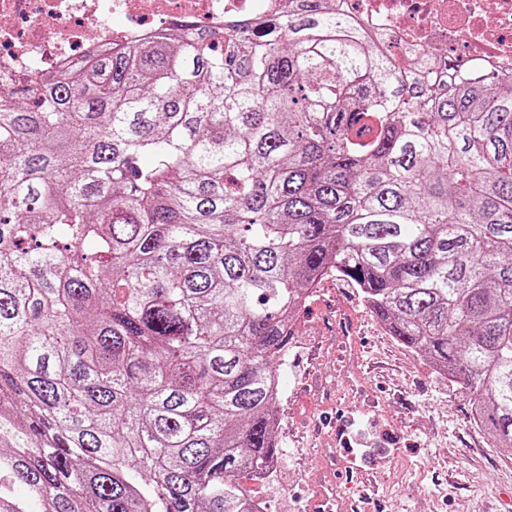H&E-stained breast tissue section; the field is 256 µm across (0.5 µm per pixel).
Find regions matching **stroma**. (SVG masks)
<instances>
[{
	"mask_svg": "<svg viewBox=\"0 0 512 512\" xmlns=\"http://www.w3.org/2000/svg\"><path fill=\"white\" fill-rule=\"evenodd\" d=\"M280 369L278 483L245 481L266 512H498L512 487L460 390L394 339L356 289L324 280L297 315ZM370 453L362 480L337 481L350 456Z\"/></svg>",
	"mask_w": 512,
	"mask_h": 512,
	"instance_id": "1",
	"label": "stroma"
}]
</instances>
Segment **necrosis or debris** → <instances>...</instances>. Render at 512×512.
I'll list each match as a JSON object with an SVG mask.
<instances>
[{"label": "necrosis or debris", "mask_w": 512, "mask_h": 512, "mask_svg": "<svg viewBox=\"0 0 512 512\" xmlns=\"http://www.w3.org/2000/svg\"><path fill=\"white\" fill-rule=\"evenodd\" d=\"M391 48L512 76V0H334ZM285 0H0V89L47 80L89 49L132 44L187 22L216 33L257 23Z\"/></svg>", "instance_id": "obj_1"}]
</instances>
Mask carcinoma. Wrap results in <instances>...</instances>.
Returning a JSON list of instances; mask_svg holds the SVG:
<instances>
[{
	"label": "carcinoma",
	"instance_id": "cac0c4a2",
	"mask_svg": "<svg viewBox=\"0 0 512 512\" xmlns=\"http://www.w3.org/2000/svg\"><path fill=\"white\" fill-rule=\"evenodd\" d=\"M405 53L289 0L0 99V512H259L333 277L512 460V78Z\"/></svg>",
	"mask_w": 512,
	"mask_h": 512
}]
</instances>
